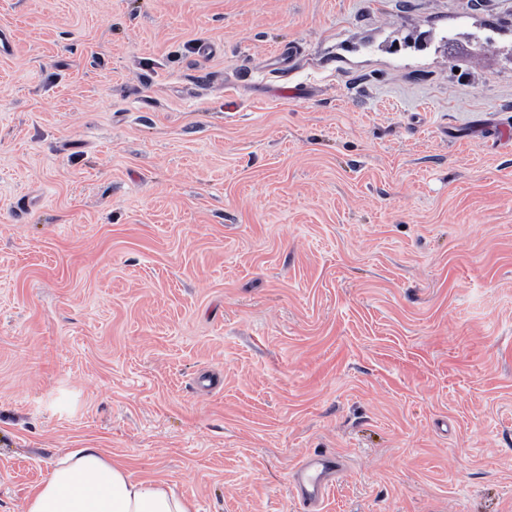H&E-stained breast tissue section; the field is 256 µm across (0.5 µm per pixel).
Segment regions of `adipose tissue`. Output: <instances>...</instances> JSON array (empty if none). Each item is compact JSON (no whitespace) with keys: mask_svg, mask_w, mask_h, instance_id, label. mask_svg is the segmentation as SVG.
<instances>
[{"mask_svg":"<svg viewBox=\"0 0 512 512\" xmlns=\"http://www.w3.org/2000/svg\"><path fill=\"white\" fill-rule=\"evenodd\" d=\"M24 512H196L166 481L134 477L100 448H69Z\"/></svg>","mask_w":512,"mask_h":512,"instance_id":"obj_1","label":"adipose tissue"}]
</instances>
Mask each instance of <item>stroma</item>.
<instances>
[{
  "mask_svg": "<svg viewBox=\"0 0 512 512\" xmlns=\"http://www.w3.org/2000/svg\"><path fill=\"white\" fill-rule=\"evenodd\" d=\"M0 512L102 448L198 512H512V0H0ZM343 470L336 457H309L302 461L295 474L294 489L304 512L321 508L325 493Z\"/></svg>",
  "mask_w": 512,
  "mask_h": 512,
  "instance_id": "obj_1",
  "label": "stroma"
}]
</instances>
